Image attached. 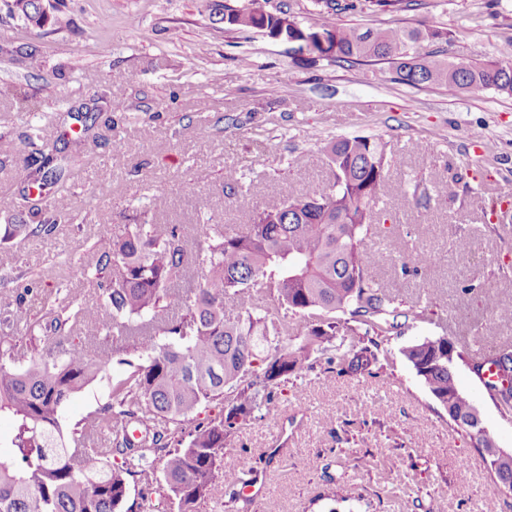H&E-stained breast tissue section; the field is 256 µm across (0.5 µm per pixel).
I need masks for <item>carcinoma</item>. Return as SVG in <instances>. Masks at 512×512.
Returning <instances> with one entry per match:
<instances>
[{
	"label": "carcinoma",
	"instance_id": "obj_1",
	"mask_svg": "<svg viewBox=\"0 0 512 512\" xmlns=\"http://www.w3.org/2000/svg\"><path fill=\"white\" fill-rule=\"evenodd\" d=\"M411 0H368L377 11H401ZM306 23L270 0L224 8V24L259 29L274 37L302 29L319 34L312 44L332 62L388 61L394 80L434 85L457 93L492 89L512 95V61H448L420 53L423 44L448 42V31L419 24L362 29L339 15L353 0H314ZM333 172L327 189L271 199L242 227L195 224H126L99 255L95 279L100 307L67 294L33 320L26 297L33 279L15 280L13 317L23 324L27 363L15 366L20 343L0 336V414L14 432L0 441V512H123L131 485L148 489L163 479L173 512H198L224 471L228 437L256 415L277 407L274 390L327 355V371L340 376L379 375L391 356L380 343L399 328L395 296L370 272L367 241L378 205L389 192L384 145L370 136L329 142ZM56 186L49 216L38 224H6L0 243L49 235L73 219L70 188ZM425 268L427 252L401 260ZM96 340L111 336L112 351L72 345L57 360L49 345L71 333ZM448 421L476 449L489 438L468 423L475 405L456 381L468 366L485 382L505 413L512 412V350L477 356L446 336L400 350ZM124 367L110 399L73 428L67 446L61 415L70 399L111 364ZM224 402L205 424L186 430L203 406Z\"/></svg>",
	"mask_w": 512,
	"mask_h": 512
}]
</instances>
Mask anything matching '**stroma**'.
I'll return each mask as SVG.
<instances>
[{
	"instance_id": "35a3bbf8",
	"label": "stroma",
	"mask_w": 512,
	"mask_h": 512,
	"mask_svg": "<svg viewBox=\"0 0 512 512\" xmlns=\"http://www.w3.org/2000/svg\"><path fill=\"white\" fill-rule=\"evenodd\" d=\"M0 0V196H19L45 154L63 160L75 219L52 235L0 248V311L16 292L10 280L35 278L27 303L40 310L58 292L100 303L92 269L124 225L241 226L268 198L326 186L322 153L338 137L381 139L393 182L427 183L426 204L390 198L394 219L369 245L376 282L405 306L427 299L428 320H409L381 347L389 375L330 376L323 365L283 387L277 415L243 425L226 441L224 467L236 484L216 481L206 512H306L334 483L339 500L316 512H512V493L492 486L486 465L448 421L400 350L432 336L483 350L512 348V324L486 331L483 297L512 305L502 276L512 271V96L492 90L448 95L437 86L397 83L388 63L308 61L293 44L259 31L227 28L225 5L248 0H51L36 27ZM419 0L400 12L369 8L341 14L360 27L425 23L446 28L440 56L492 59L512 38V0ZM123 90L130 104L112 109ZM99 118L85 155L66 141L74 113ZM493 150H475L478 141ZM116 172L107 185L104 164ZM238 188L226 186L225 167ZM167 205L153 207L155 195ZM471 240L469 250L455 246ZM420 247L435 262L403 272L399 257ZM111 367L75 394L62 412L71 428L109 400ZM459 388L479 408L499 447L512 448L504 415L467 367ZM380 459L366 468L367 457Z\"/></svg>"
}]
</instances>
